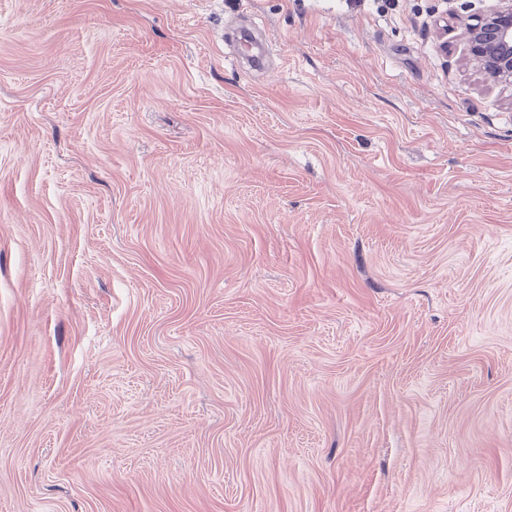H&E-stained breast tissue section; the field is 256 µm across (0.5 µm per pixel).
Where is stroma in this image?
Instances as JSON below:
<instances>
[{"instance_id":"stroma-1","label":"stroma","mask_w":512,"mask_h":512,"mask_svg":"<svg viewBox=\"0 0 512 512\" xmlns=\"http://www.w3.org/2000/svg\"><path fill=\"white\" fill-rule=\"evenodd\" d=\"M495 0H0V512H512ZM496 2L485 13L463 22L462 36L487 82L512 85V1Z\"/></svg>"}]
</instances>
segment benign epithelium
I'll return each mask as SVG.
<instances>
[{
	"label": "benign epithelium",
	"instance_id": "obj_1",
	"mask_svg": "<svg viewBox=\"0 0 512 512\" xmlns=\"http://www.w3.org/2000/svg\"><path fill=\"white\" fill-rule=\"evenodd\" d=\"M462 36L487 82L512 85V0L463 22Z\"/></svg>",
	"mask_w": 512,
	"mask_h": 512
}]
</instances>
